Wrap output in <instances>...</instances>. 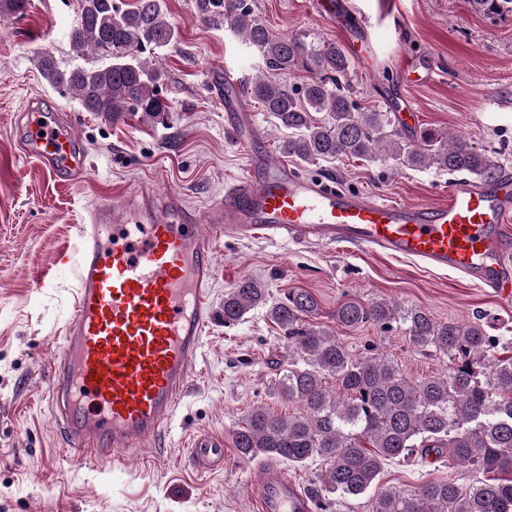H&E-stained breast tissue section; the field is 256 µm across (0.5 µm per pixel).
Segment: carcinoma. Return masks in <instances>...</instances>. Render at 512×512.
I'll return each instance as SVG.
<instances>
[{
	"label": "carcinoma",
	"mask_w": 512,
	"mask_h": 512,
	"mask_svg": "<svg viewBox=\"0 0 512 512\" xmlns=\"http://www.w3.org/2000/svg\"><path fill=\"white\" fill-rule=\"evenodd\" d=\"M77 16L67 39L74 62L59 65L48 51L38 54L44 79L75 99L83 111L114 123L127 113L166 126L170 120L167 75L161 52L176 42L161 0H76ZM486 16L512 13V0H469ZM210 26H223L263 59L269 75H257L249 96L288 131L282 153L306 164L336 159L384 158L396 166L430 164L449 172L488 177L495 157L468 141L443 140L420 130L406 144L382 112H362L350 95V66L335 43L313 46L297 37H277L254 16L249 0H196ZM296 71L307 73L288 85ZM288 336L291 361L279 378L284 398L301 412L283 418L255 407L235 433V448L247 458L265 456L290 465L320 460L315 495L355 496L374 485L385 462L417 453L445 455L468 474L425 481L413 489L382 488L368 512H512V336H493L484 326L441 323L424 308L399 302L364 303L348 297L336 309V323L357 330L368 323L396 324L412 345L448 359V372L406 378L384 356H353L336 336L305 326L317 308L305 290H291L269 302L267 289L244 278L224 293V325L258 306ZM336 380L330 390L325 377Z\"/></svg>",
	"instance_id": "cac0c4a2"
}]
</instances>
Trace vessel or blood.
I'll return each instance as SVG.
<instances>
[{"label":"vessel or blood","mask_w":512,"mask_h":512,"mask_svg":"<svg viewBox=\"0 0 512 512\" xmlns=\"http://www.w3.org/2000/svg\"><path fill=\"white\" fill-rule=\"evenodd\" d=\"M345 46L354 60L367 59V29L347 33ZM210 83L244 150V177L201 210L148 185L99 199L74 248L54 260L73 271L76 289L47 397L78 456L110 459L170 423L214 317L221 239L348 243L459 271L512 296V169L452 183L436 204L372 199L270 161L244 112L246 77L238 67L213 71ZM17 132L23 156L55 178L77 183L86 174L80 137L60 114L31 101ZM191 454L203 468L224 461L222 443L208 438ZM255 497L259 512H312L309 495L275 466L264 469Z\"/></svg>","instance_id":"b4317fda"}]
</instances>
